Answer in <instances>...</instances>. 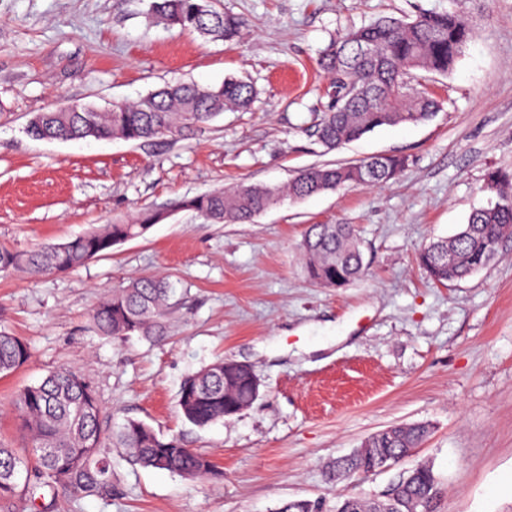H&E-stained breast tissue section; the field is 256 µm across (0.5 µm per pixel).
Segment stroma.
Wrapping results in <instances>:
<instances>
[{"instance_id":"1","label":"stroma","mask_w":512,"mask_h":512,"mask_svg":"<svg viewBox=\"0 0 512 512\" xmlns=\"http://www.w3.org/2000/svg\"><path fill=\"white\" fill-rule=\"evenodd\" d=\"M243 17L236 43L153 21L149 0H0V248L29 250L149 209L143 236L83 267L0 274V330L30 362L0 377V442L29 448L14 397L69 369L96 390L102 427L128 419L211 457L219 481H191L111 449L112 497L59 491L55 512H278L376 496L431 464L440 512H512V238L472 277L434 283L416 257L485 206L489 169L512 170V0H217ZM454 11L475 35L452 72L430 74L442 102L425 124L386 126L338 149L308 133L329 103L317 57L382 16ZM245 76L251 110L148 143L44 141L29 117L61 105L140 99L166 83ZM380 154L408 160L383 187L284 202L250 224H208L181 202L237 183H287L314 165ZM352 224L363 277L313 284L300 243L310 225ZM175 281L160 339L98 335L92 310L138 277ZM251 366L259 397L205 428L185 421L182 383L216 359ZM431 433L399 466L341 483L328 465L393 424Z\"/></svg>"}]
</instances>
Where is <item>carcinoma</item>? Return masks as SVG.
I'll use <instances>...</instances> for the list:
<instances>
[{"instance_id":"1","label":"carcinoma","mask_w":512,"mask_h":512,"mask_svg":"<svg viewBox=\"0 0 512 512\" xmlns=\"http://www.w3.org/2000/svg\"><path fill=\"white\" fill-rule=\"evenodd\" d=\"M149 15L227 43L235 41L244 27L240 17L217 9L214 0H150ZM472 37L470 22L447 12L383 17L347 32L320 55L319 66L332 77L331 104L310 127L311 135L332 150L384 126L433 120L439 103L426 87L413 84V71L448 74ZM256 96L252 83L237 76L224 78L219 86L166 84L135 103L110 110L80 104L76 111L40 112L30 119L28 134L146 142L190 131L228 109L246 110ZM406 164L403 156L382 155L345 166L309 167L284 188L240 183L188 198L182 206L211 224H245L287 198L298 201L350 185H386ZM486 181L495 198L474 210L456 234L419 251L418 263L433 281L447 284L472 276L493 260L498 244L512 235V172L493 169ZM165 219L166 213L149 211L130 224H105L63 243H44L26 252L1 248L0 272L74 270ZM301 251L308 278L322 287L343 288L364 274L360 240L352 224L314 225L304 236ZM175 290L167 278L135 279L100 302L92 314L93 326L100 335L112 338H160ZM29 358L23 340L0 331V375L16 371ZM252 395L248 377L224 378V360L219 359L184 381L178 405L187 422L204 428L231 416L233 408ZM16 408L30 448L22 456L0 445V500L12 499L21 491L33 512H50L55 506L53 494L60 487L84 496L112 497L107 440L144 468L167 470L193 481L223 476L208 456L158 436L143 421L127 420L104 437L96 391L72 371L59 370L24 387L17 394ZM429 432V425L422 422L389 426L369 437L357 454L337 459L328 477L337 482L366 472L381 457L409 453ZM47 492L52 494L48 502ZM444 494L433 467L424 464L393 484L392 503L341 494L334 512H438Z\"/></svg>"}]
</instances>
